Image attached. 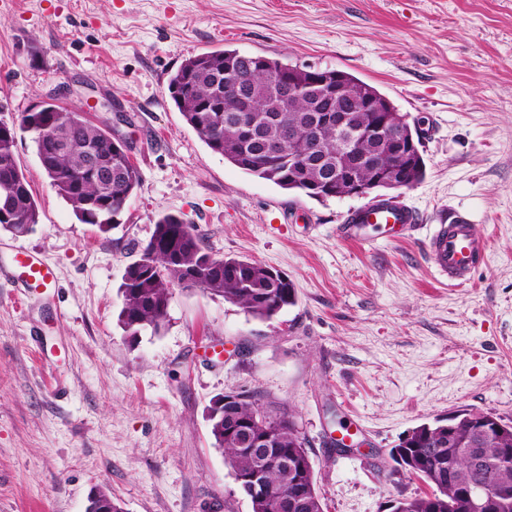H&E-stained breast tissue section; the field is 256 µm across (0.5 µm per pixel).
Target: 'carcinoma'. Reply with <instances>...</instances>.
I'll list each match as a JSON object with an SVG mask.
<instances>
[{
	"instance_id": "cac0c4a2",
	"label": "carcinoma",
	"mask_w": 512,
	"mask_h": 512,
	"mask_svg": "<svg viewBox=\"0 0 512 512\" xmlns=\"http://www.w3.org/2000/svg\"><path fill=\"white\" fill-rule=\"evenodd\" d=\"M251 59L237 50L224 49L185 60L169 81L173 102L186 123L214 153L257 178L285 190L304 187L336 176L339 144L336 125L320 131L311 120L321 108H346L352 126L359 127L377 116L361 111V93L384 98L375 87L344 73L346 96L313 102L301 96L282 112L287 98L265 83V75L251 73ZM234 68V83L220 97L213 96L215 82H224V70ZM11 134L0 136V199L10 194L9 218L0 217V229L15 236L26 234L27 226L39 222L37 203L28 181L16 162L18 135H31L41 166L57 193L72 207L75 217L101 230L122 212L127 199L140 184L138 169L128 155L112 150L107 129L89 123L82 113L57 107L55 112H22L11 122ZM305 142L313 148L305 155L287 159L264 152L272 143L288 146V141ZM66 144L65 149L57 142ZM362 149L375 154L380 169L389 172L396 160L368 141ZM272 268L251 260L215 255L207 251L193 227L178 215L163 214L144 246L139 260L128 265L120 287L122 307L118 322L127 335L149 328L158 333L164 326L174 287L195 288L224 297L260 320H268L296 303L293 284L273 278ZM234 412L268 432L276 449L296 454L303 463L302 478L311 488L303 508L291 512H324L316 487L306 439L288 416H273L260 410L259 401L241 393H225ZM477 410L459 412L462 435L450 440L448 430L433 422L412 430L411 447L391 450L394 462L433 486L425 497L398 498L392 512H476L474 502L483 495L495 499V512H512V422L499 432L480 437L469 435L472 419L483 417ZM223 424H212L218 448L234 474L246 473L259 465V458L238 448L224 436ZM482 441L481 454L472 460L460 442L468 437ZM267 492L250 498L252 512H269L270 501L290 491L289 472L270 467L265 474Z\"/></svg>"
}]
</instances>
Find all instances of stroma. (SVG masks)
Masks as SVG:
<instances>
[{"label":"stroma","instance_id":"obj_1","mask_svg":"<svg viewBox=\"0 0 512 512\" xmlns=\"http://www.w3.org/2000/svg\"><path fill=\"white\" fill-rule=\"evenodd\" d=\"M224 49L342 70L393 102L426 163L398 192L418 218L404 238L345 239L367 197L281 189L200 140L168 83ZM49 96L119 121L140 184L100 231L17 141L39 222L0 230V512H85L97 490L123 512H252L211 433L223 393L293 418L325 512L429 493L389 457L422 423L512 420V0H0V119ZM451 212L488 245L461 287L426 249ZM166 213L281 272L296 304L260 321L176 287L161 332L130 339L119 288ZM19 246L55 266L53 287L21 295L5 274ZM348 427L360 445L343 451Z\"/></svg>","mask_w":512,"mask_h":512}]
</instances>
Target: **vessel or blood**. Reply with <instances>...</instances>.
<instances>
[{
  "mask_svg": "<svg viewBox=\"0 0 512 512\" xmlns=\"http://www.w3.org/2000/svg\"><path fill=\"white\" fill-rule=\"evenodd\" d=\"M416 221V214L407 206L394 201H376L350 216L343 232L355 239L363 224H390L403 230ZM428 246L441 275L452 287L469 281L473 268L484 258L487 249L486 241L475 233L472 224L461 217L437 225ZM7 274L28 293L50 287L56 280L54 267L24 248L14 251Z\"/></svg>",
  "mask_w": 512,
  "mask_h": 512,
  "instance_id": "vessel-or-blood-1",
  "label": "vessel or blood"
}]
</instances>
